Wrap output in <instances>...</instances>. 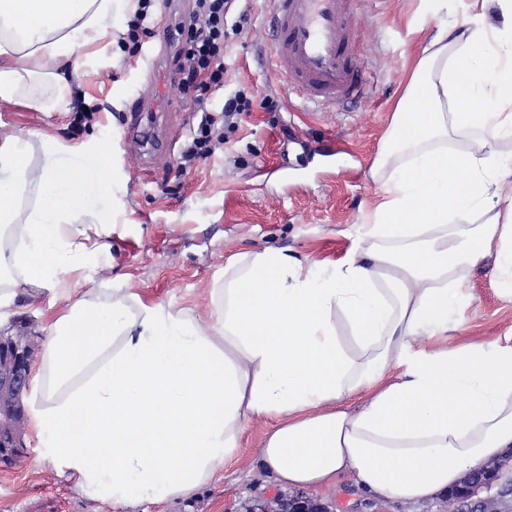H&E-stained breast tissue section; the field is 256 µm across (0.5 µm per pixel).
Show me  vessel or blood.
<instances>
[{
	"label": "vessel or blood",
	"instance_id": "vessel-or-blood-1",
	"mask_svg": "<svg viewBox=\"0 0 512 512\" xmlns=\"http://www.w3.org/2000/svg\"><path fill=\"white\" fill-rule=\"evenodd\" d=\"M269 15V60L307 105L346 107L369 90L356 50V0H274ZM158 39L144 55L154 77L165 79L178 28L171 10L157 25Z\"/></svg>",
	"mask_w": 512,
	"mask_h": 512
}]
</instances>
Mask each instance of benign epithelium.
<instances>
[{
    "instance_id": "1",
    "label": "benign epithelium",
    "mask_w": 512,
    "mask_h": 512,
    "mask_svg": "<svg viewBox=\"0 0 512 512\" xmlns=\"http://www.w3.org/2000/svg\"><path fill=\"white\" fill-rule=\"evenodd\" d=\"M36 336L25 330L0 336V459H6L25 447L22 429L26 420L22 397L30 388L31 361ZM502 461H494L483 469L487 478L480 487L488 490L482 499V512H504L512 504V491L493 490L495 474ZM294 512H318L322 506L303 495L279 494L272 500L255 505L252 512H280L282 504Z\"/></svg>"
}]
</instances>
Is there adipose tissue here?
Instances as JSON below:
<instances>
[{
    "label": "adipose tissue",
    "mask_w": 512,
    "mask_h": 512,
    "mask_svg": "<svg viewBox=\"0 0 512 512\" xmlns=\"http://www.w3.org/2000/svg\"><path fill=\"white\" fill-rule=\"evenodd\" d=\"M131 2L0 0V98L66 111L82 53L111 43ZM497 3L502 27L476 13L424 48L376 160L383 194L345 255L235 254L203 314L99 279L115 221L88 200L110 181L108 148L69 164L87 144L0 140V308L65 303L28 409L42 458L78 494L124 512L190 497L259 417L276 420L261 462L288 488L350 473L368 495L421 503L512 453V346L414 347L447 333L464 271L486 258L512 298V165L498 154L512 138V0ZM457 131L478 149H449Z\"/></svg>",
    "instance_id": "adipose-tissue-1"
}]
</instances>
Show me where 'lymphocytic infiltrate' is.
Returning a JSON list of instances; mask_svg holds the SVG:
<instances>
[{"label": "lymphocytic infiltrate", "mask_w": 512, "mask_h": 512, "mask_svg": "<svg viewBox=\"0 0 512 512\" xmlns=\"http://www.w3.org/2000/svg\"><path fill=\"white\" fill-rule=\"evenodd\" d=\"M157 0H136V8L127 21V29L118 44L123 52L122 64L140 57L145 37L153 33L152 24ZM237 0H195L189 20L181 23L175 57L181 62L179 80L183 93L192 98L200 114L180 156L181 169L192 168L214 152L215 141L223 140L225 128L234 126L238 117L253 107L277 111L274 97L254 99L245 91H224L229 64L227 39L240 35L249 27L247 11L236 8Z\"/></svg>", "instance_id": "lymphocytic-infiltrate-1"}]
</instances>
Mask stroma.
<instances>
[{
	"mask_svg": "<svg viewBox=\"0 0 512 512\" xmlns=\"http://www.w3.org/2000/svg\"><path fill=\"white\" fill-rule=\"evenodd\" d=\"M270 0H252L251 27L234 40L229 58L232 87L270 93L274 112L255 109L224 143L188 173L177 161L197 122L193 101L169 83L171 105L158 138L131 134L133 96L151 92L147 69L121 66L110 45L83 56L73 84L86 103L100 105L97 121L77 126L72 112H44L19 99L0 98V139L40 132L67 144L88 139L112 148V185L94 205L115 215L111 262L102 274L122 287L176 307L205 311L208 289L224 275L235 253L273 248L321 262L342 257L365 212L380 197L374 164L394 107L413 64L435 32L423 0H359L361 60L371 81L369 96L349 110H313L289 94L266 60L265 18ZM471 301L462 322L449 326L448 342L477 339L512 345V300L498 293L492 261L465 276ZM64 307L48 296L20 298L0 309V332L26 320L45 335L49 318ZM274 424L254 419L236 456L218 465L212 481L192 497L145 502L140 512H250L257 501L281 493L263 468L258 448ZM24 454L0 464V512H112L78 495L44 460L33 428L25 430ZM329 512H446L444 498L423 504L381 502L359 492L353 476L313 492Z\"/></svg>",
	"mask_w": 512,
	"mask_h": 512,
	"instance_id": "35a3bbf8",
	"label": "stroma"
}]
</instances>
